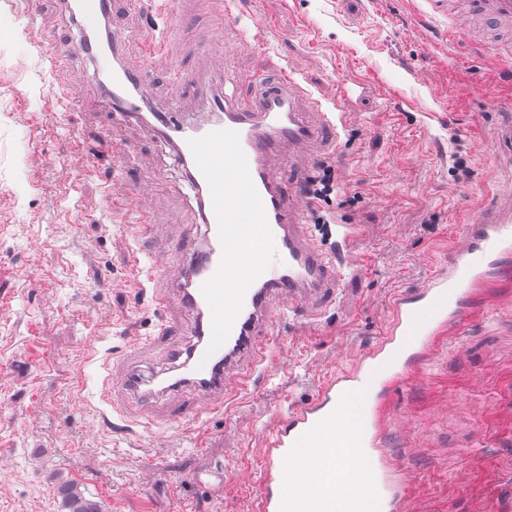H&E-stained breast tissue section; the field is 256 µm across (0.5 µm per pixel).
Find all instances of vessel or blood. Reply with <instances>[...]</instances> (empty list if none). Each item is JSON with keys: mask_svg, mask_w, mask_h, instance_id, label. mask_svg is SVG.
Segmentation results:
<instances>
[{"mask_svg": "<svg viewBox=\"0 0 512 512\" xmlns=\"http://www.w3.org/2000/svg\"><path fill=\"white\" fill-rule=\"evenodd\" d=\"M449 13L448 40H470V20L490 30L512 28V0H462ZM81 36L108 19L112 0H67ZM162 41L147 45L142 60L124 61L120 38L106 34L78 44L74 58L90 63L112 86L109 108L140 118L144 75L163 53ZM255 96L216 99L221 116L191 120L177 106L157 109L152 131L174 150L197 202L198 224L175 256H151L158 273L170 260L184 268L174 296L157 293V308L177 299L193 316L187 346L169 367L132 369L112 383L115 413L130 417L128 401H147L186 390L202 397L195 419L223 410L246 390L255 372H268L272 338L263 336L267 313L280 304L284 317L318 316L338 291L344 257L359 227L338 224L334 240L322 242L300 222L301 193L295 181L273 178L266 167L281 143L306 149L320 133L340 140L341 103L316 104V120L295 106L307 90L294 70H283L274 86L252 78ZM258 251H251V244ZM512 275V208L490 206L456 236L452 250L415 290L397 296L386 328L352 366L329 377L317 395L282 416L266 437L253 512H322V502L347 512H403L418 487L407 469L390 463L382 439L383 396L405 377L409 364L430 356L437 339L464 325L478 291L490 280ZM318 448H343L345 479L316 490L308 475Z\"/></svg>", "mask_w": 512, "mask_h": 512, "instance_id": "b4317fda", "label": "vessel or blood"}]
</instances>
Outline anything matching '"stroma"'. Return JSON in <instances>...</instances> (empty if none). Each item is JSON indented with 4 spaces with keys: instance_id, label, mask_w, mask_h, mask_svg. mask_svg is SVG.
<instances>
[{
    "instance_id": "stroma-1",
    "label": "stroma",
    "mask_w": 512,
    "mask_h": 512,
    "mask_svg": "<svg viewBox=\"0 0 512 512\" xmlns=\"http://www.w3.org/2000/svg\"><path fill=\"white\" fill-rule=\"evenodd\" d=\"M154 10L142 0L110 17L128 57L153 38ZM37 13L22 33L0 11V512H58L62 480L107 512H251L279 415L381 336L393 299L448 257L461 225L486 204L512 202V157L490 139L512 121V81L499 79L508 64L476 44L449 47L427 0H237L229 19L206 0H170L167 51L148 71L152 105L175 99L196 119L217 90L215 69L263 76L294 66L314 98L342 100L345 132L320 157L284 152L272 169L302 182L330 165L348 185L329 208L360 230L334 306L299 322L270 312L278 375L200 423L158 415L147 427L111 426L100 391L112 366H159L150 340L185 335L191 322L177 303L160 310L151 290L132 288L145 277L140 241L177 249L198 216L171 148L109 112L92 67L39 61L37 44L76 42L79 30L59 0H38ZM174 64L196 82L177 83ZM76 87L82 101L67 100ZM103 138L128 157L113 159L109 146L91 154ZM116 181L144 185L147 224L109 197ZM508 295L512 280L489 283L465 325L388 395L386 446L422 489L404 512H512ZM401 415L414 424L403 439L393 427ZM460 470L467 484L456 483ZM219 479L223 489L211 491Z\"/></svg>"
}]
</instances>
